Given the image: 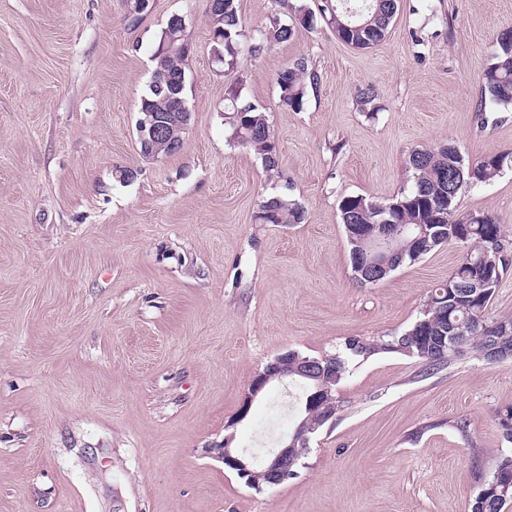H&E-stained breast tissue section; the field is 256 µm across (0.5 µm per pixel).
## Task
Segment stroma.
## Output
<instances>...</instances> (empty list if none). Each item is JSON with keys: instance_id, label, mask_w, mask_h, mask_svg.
Returning <instances> with one entry per match:
<instances>
[{"instance_id": "1", "label": "stroma", "mask_w": 512, "mask_h": 512, "mask_svg": "<svg viewBox=\"0 0 512 512\" xmlns=\"http://www.w3.org/2000/svg\"><path fill=\"white\" fill-rule=\"evenodd\" d=\"M237 7L245 45L284 15L278 0ZM175 14L192 46L191 121L178 153L148 159L138 107ZM508 27L512 0H401L372 48L321 23L222 73L206 0H152L138 20L124 0H0V512H470L512 452L497 420L512 362L468 354L428 375L398 353L351 361L336 421L295 478L260 493L206 450L232 421L236 447L263 461L304 393L273 382L240 416L268 362L399 335L447 281L461 246L358 287L338 205L409 187L415 148L451 140L472 164L512 150L511 109L475 119ZM300 57L320 83L294 112L276 75ZM235 83L268 116L280 177L227 142ZM119 167L134 178L117 182ZM282 191L304 222L254 223ZM457 205L512 236V169Z\"/></svg>"}]
</instances>
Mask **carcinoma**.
I'll return each instance as SVG.
<instances>
[{
  "label": "carcinoma",
  "mask_w": 512,
  "mask_h": 512,
  "mask_svg": "<svg viewBox=\"0 0 512 512\" xmlns=\"http://www.w3.org/2000/svg\"><path fill=\"white\" fill-rule=\"evenodd\" d=\"M224 7L206 10L212 32V54L216 63L229 71L236 67L241 49L240 16L236 0H223ZM400 0H319L317 9L307 3L289 6V20L276 19L270 27L259 31L248 46L254 56L275 43L289 41L298 28L311 29L317 19L331 25L336 36L356 49H367L381 42L396 15ZM185 23L172 16L161 30L152 53L153 68L160 69V82L150 80L141 99L139 112H160L168 117L183 111L180 82L189 67ZM492 63L482 75L480 98L475 112L478 123L486 122V103L512 108V30L496 37ZM276 83L282 105L299 111L309 91L319 83L317 73L309 69L303 58L285 65L277 73ZM224 128L228 143L254 153L271 175L279 174V155L268 118L254 103L242 97V87L234 84L224 94ZM412 169V185L393 201L401 203L397 210L386 209L388 202L362 195H347L339 202L340 222L348 224H402L404 230L396 241V252L389 258L390 271L411 264L442 245L458 244L463 253L448 284L437 285L430 296L446 298L448 304L435 306L425 301L417 320L402 334L389 340L366 342L358 338L345 340L342 351L330 355L329 392L308 407L305 415L318 426L321 420L337 414L340 400L337 387L344 380L349 361L368 358L379 352L400 353L414 357L429 370L450 367L464 350L488 360V351L505 349L512 353V317L494 319L488 307L502 275L512 268V239L497 218L482 212L483 223L471 225L463 239L442 232L417 238L415 224H431L436 228L465 224L472 214H457L456 202L465 189L493 181L506 167H512V152H494L476 164L465 162L459 148L451 141L432 147L415 148L408 157ZM305 219L303 207L281 193L262 199L254 214L257 224H300ZM477 278L491 279L492 285L479 293L470 288ZM512 470V455H501L494 474L485 480L470 506V512H504L512 503V484L497 480V474Z\"/></svg>",
  "instance_id": "carcinoma-1"
}]
</instances>
